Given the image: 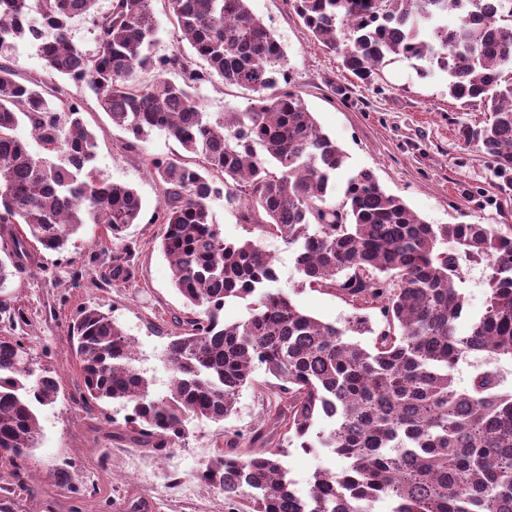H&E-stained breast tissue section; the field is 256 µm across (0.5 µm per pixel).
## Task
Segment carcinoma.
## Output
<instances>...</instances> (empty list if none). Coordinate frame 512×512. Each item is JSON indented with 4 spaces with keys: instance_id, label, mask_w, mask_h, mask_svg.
I'll use <instances>...</instances> for the list:
<instances>
[{
    "instance_id": "cac0c4a2",
    "label": "carcinoma",
    "mask_w": 512,
    "mask_h": 512,
    "mask_svg": "<svg viewBox=\"0 0 512 512\" xmlns=\"http://www.w3.org/2000/svg\"><path fill=\"white\" fill-rule=\"evenodd\" d=\"M98 2L0 0V287L31 266L32 243L61 253L87 224L112 236V280L134 278L127 238L142 200L101 175L97 138L60 78L96 94L127 147L159 130L183 149L147 167L162 187L151 223L166 226L160 249L191 311L174 320L164 350L171 382L156 396L119 322L80 310L69 336L84 408L119 403V437L163 452L186 443L191 420L229 418L262 367L279 402L252 438L260 448L245 455L226 436L197 473L242 512H374L379 502L390 512H512V393L493 369L464 389L452 377L470 354L512 359V224H430L369 170L353 173L332 204L348 155L285 86L287 54L249 0H168L190 56L153 52L152 0H110L105 11ZM292 2L306 35L365 83L398 60L447 73L449 98L490 113L463 140L512 187V0L495 12L486 0ZM77 19L92 25L89 48L73 40ZM19 42L36 47L44 77L17 79L9 54ZM144 70L157 74L147 86L136 80ZM172 71L182 82L166 78ZM215 77L251 92L249 106L229 119L202 111L193 90ZM21 124L38 150L17 136ZM221 197L293 249L302 283L353 303L344 325L273 288L274 259L255 241L224 239L210 206ZM462 257L490 269L485 311L464 336ZM231 298L248 301V315L226 323ZM373 308L376 329L364 314ZM367 333L364 346L357 337ZM59 392L57 373L34 369L20 340L0 337L1 454L17 460L37 447L39 410ZM290 445L328 448L346 464L314 471L302 496L287 478Z\"/></svg>"
}]
</instances>
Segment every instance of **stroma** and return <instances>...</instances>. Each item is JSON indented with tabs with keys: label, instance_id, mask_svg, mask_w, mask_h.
<instances>
[{
	"label": "stroma",
	"instance_id": "obj_1",
	"mask_svg": "<svg viewBox=\"0 0 512 512\" xmlns=\"http://www.w3.org/2000/svg\"><path fill=\"white\" fill-rule=\"evenodd\" d=\"M249 5L283 45L291 87L348 153L349 171L371 170L389 193L432 224H512V190L498 188L485 155L461 137L462 127L486 120L487 114L477 106L459 108L448 96L446 73L436 70L423 78L411 63L399 61L386 66L373 84L362 83L342 68L338 54L305 35L291 0H250ZM194 95L204 111L227 115L244 110L251 97L218 79L197 87ZM78 96L83 118L97 136L101 174L134 188L143 202L146 218L129 230L136 275L127 283L113 281L112 242L103 227L90 224L63 253L35 248L34 264L0 288V337L19 338L39 366L61 378L57 402L40 415L38 448L18 463L0 457V512H128L137 498L145 501V512H231L223 494L196 473L224 436L236 438L242 452L251 451L254 431L278 402L275 391L264 386L263 371H255V386L241 391L233 415L220 424L192 421L186 444L167 452L116 438V425L124 420L119 405L103 411L82 406L68 333L82 308L94 306L118 320L135 341L138 367L162 393L171 378L162 353L173 318L186 307L159 249L165 228L147 221L162 189L145 159L178 152L179 144L156 131L137 149H127L125 133L95 95L82 90ZM211 212L227 240L250 238L271 252L279 275L276 289L289 293L301 309L336 324L352 314L351 302L340 293L302 287L293 252L281 239L260 236L223 200L212 201ZM488 275L485 265H471L461 285L465 303L458 334H466L471 320L483 313ZM17 308L25 321L10 319ZM342 465L326 448L307 453L293 447L286 459L302 494L316 469ZM58 468L68 473V483L57 482Z\"/></svg>",
	"mask_w": 512,
	"mask_h": 512
}]
</instances>
